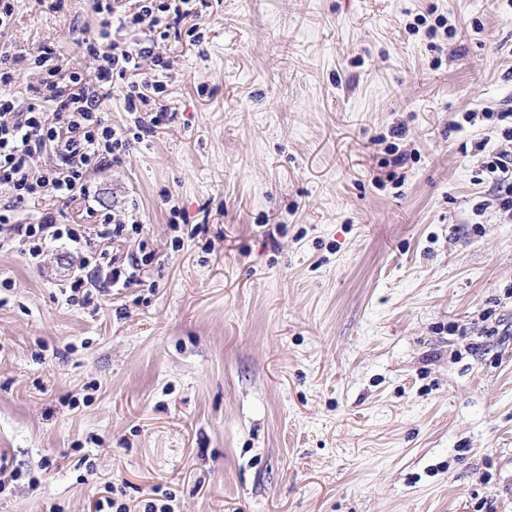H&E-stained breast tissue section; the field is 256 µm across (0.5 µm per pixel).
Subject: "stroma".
Listing matches in <instances>:
<instances>
[{
	"label": "stroma",
	"instance_id": "stroma-1",
	"mask_svg": "<svg viewBox=\"0 0 512 512\" xmlns=\"http://www.w3.org/2000/svg\"><path fill=\"white\" fill-rule=\"evenodd\" d=\"M99 20L17 0L0 54L86 69ZM180 29L171 120L89 200L18 211L136 218L142 283L91 313L65 242L0 250V512H512V219L477 209L502 138L465 120L512 107V0H206Z\"/></svg>",
	"mask_w": 512,
	"mask_h": 512
}]
</instances>
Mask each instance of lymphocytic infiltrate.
Listing matches in <instances>:
<instances>
[{
  "instance_id": "lymphocytic-infiltrate-1",
  "label": "lymphocytic infiltrate",
  "mask_w": 512,
  "mask_h": 512,
  "mask_svg": "<svg viewBox=\"0 0 512 512\" xmlns=\"http://www.w3.org/2000/svg\"><path fill=\"white\" fill-rule=\"evenodd\" d=\"M195 0H94L97 13L121 14L122 25L147 30L168 39L171 31L196 14ZM108 31L99 38L85 39L81 47L94 70L93 76L79 71L64 72L47 46L18 58L0 59V85L15 80V64L28 62L40 68L34 99L23 102L0 94V187L9 194L0 206V249L14 247L32 264H39L43 249L53 241H67L81 253L79 267L68 276L64 287L71 300L85 305L111 295L113 288L137 282L142 259L137 255L120 258L111 244L143 232L139 222L125 223L104 216L101 223L61 224L47 216L36 224H22L15 218L18 208L45 197L69 202L89 199L92 172L122 162L131 141L121 129L107 123L101 113L103 85L112 78L128 79L126 101L129 111L138 105H153L148 117L137 118L139 132L150 134L167 118L163 104H152L151 93L162 92L145 61L154 66L163 60L155 43L119 45L108 43ZM46 157L42 169H34L36 157Z\"/></svg>"
}]
</instances>
